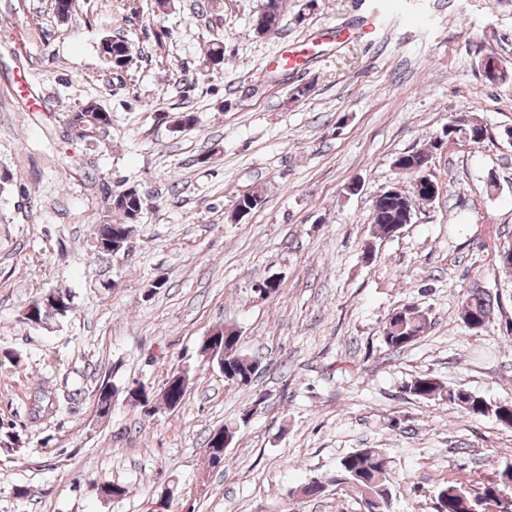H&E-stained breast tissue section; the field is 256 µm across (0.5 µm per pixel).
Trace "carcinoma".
I'll return each mask as SVG.
<instances>
[{"label":"carcinoma","mask_w":512,"mask_h":512,"mask_svg":"<svg viewBox=\"0 0 512 512\" xmlns=\"http://www.w3.org/2000/svg\"><path fill=\"white\" fill-rule=\"evenodd\" d=\"M284 0H265L263 8L258 13L262 22L254 25L257 34L263 35L278 30L281 23ZM99 47L112 55V70H125L134 61V50L124 40L105 36L101 39ZM102 111L95 101H88L77 107L65 116V123L71 132L88 145H97L104 141L107 129H97L92 134L96 113ZM429 153L409 151L401 158V169L414 174L415 178H429L427 166L423 160ZM415 208L403 199H394L390 205L373 210L371 223L376 226L377 232L386 233V226L395 224L400 220V212L406 208ZM143 211V204L138 195L133 192L122 195L115 194L109 201L108 210L97 224L95 239L105 243H115L128 238L132 225L139 223ZM462 307L473 316L485 320L491 315V299L479 288H474L462 303ZM430 328L426 313L416 305H404L392 314L383 328V343L387 350L397 352L423 336ZM224 372L239 379L248 378L250 363L245 355L240 353V336L238 332L224 338ZM406 391L418 398L430 399L440 397L453 399L459 396L464 389L445 387L436 379L427 376L417 377L406 385ZM472 403V415H497L499 408L487 402L484 398L469 393ZM501 471L497 479L482 482L477 485L463 486L453 481L440 485L434 495L436 512H458L459 497L455 492L465 494L467 507L473 512H483L488 500L495 498L497 489L503 482ZM389 465L385 464L383 453L377 448H363L343 457L336 468V479L345 485V489L353 492L360 499L369 496L373 498L380 512H389L392 500L391 483L389 481Z\"/></svg>","instance_id":"obj_1"}]
</instances>
